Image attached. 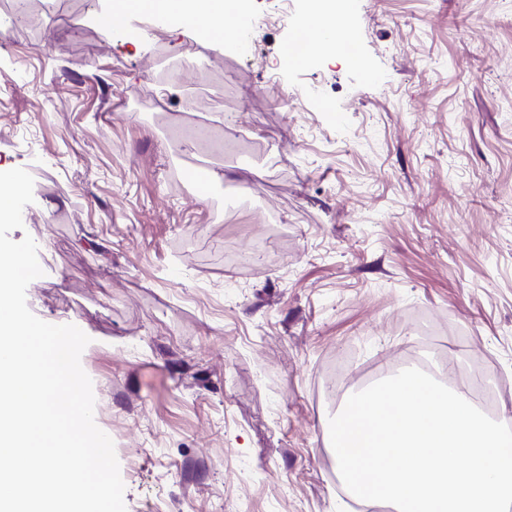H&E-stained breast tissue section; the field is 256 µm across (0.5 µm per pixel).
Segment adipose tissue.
Returning <instances> with one entry per match:
<instances>
[{"mask_svg":"<svg viewBox=\"0 0 512 512\" xmlns=\"http://www.w3.org/2000/svg\"><path fill=\"white\" fill-rule=\"evenodd\" d=\"M118 7L127 14L175 19L180 26L203 37L222 32L232 39L236 33L231 20L246 4L244 0H119Z\"/></svg>","mask_w":512,"mask_h":512,"instance_id":"ef3b65f1","label":"adipose tissue"}]
</instances>
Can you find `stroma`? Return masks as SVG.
I'll list each match as a JSON object with an SVG mask.
<instances>
[{
    "instance_id": "1",
    "label": "stroma",
    "mask_w": 512,
    "mask_h": 512,
    "mask_svg": "<svg viewBox=\"0 0 512 512\" xmlns=\"http://www.w3.org/2000/svg\"><path fill=\"white\" fill-rule=\"evenodd\" d=\"M108 2L0 0V167L34 179L27 305L90 338L126 512H354L347 394L512 376V0H348L359 64L296 68L280 0L233 44L103 30Z\"/></svg>"
}]
</instances>
